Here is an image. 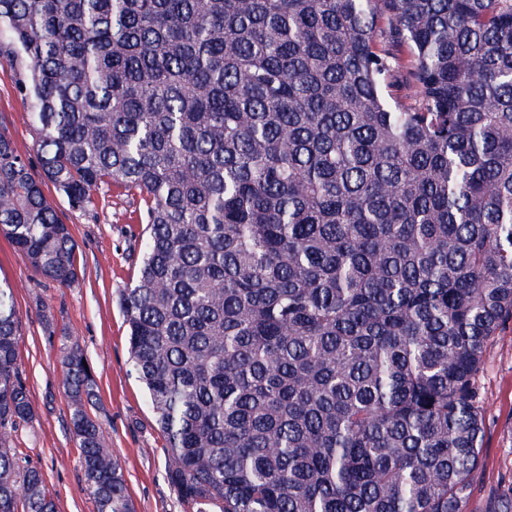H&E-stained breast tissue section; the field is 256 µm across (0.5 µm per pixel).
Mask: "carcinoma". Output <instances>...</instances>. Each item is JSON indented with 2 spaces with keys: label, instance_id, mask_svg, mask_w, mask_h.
I'll list each match as a JSON object with an SVG mask.
<instances>
[{
  "label": "carcinoma",
  "instance_id": "cac0c4a2",
  "mask_svg": "<svg viewBox=\"0 0 512 512\" xmlns=\"http://www.w3.org/2000/svg\"><path fill=\"white\" fill-rule=\"evenodd\" d=\"M41 173L0 124V234L78 280L73 208L147 236L130 367L196 512H463L512 320V0H0ZM0 279V512H56ZM62 366L96 512H134Z\"/></svg>",
  "mask_w": 512,
  "mask_h": 512
}]
</instances>
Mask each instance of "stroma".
I'll list each match as a JSON object with an SVG mask.
<instances>
[{"mask_svg":"<svg viewBox=\"0 0 512 512\" xmlns=\"http://www.w3.org/2000/svg\"><path fill=\"white\" fill-rule=\"evenodd\" d=\"M0 122L18 151L37 164L35 135L15 74L0 62ZM47 196L79 244L78 281L62 286L37 275L0 235V277L15 287L20 319L19 372L30 392L33 416L13 442L23 464L40 468L58 512H96L85 490L79 449L69 430L61 339L73 337L93 367L98 396L90 413L116 456L135 512H193L167 477L165 440L145 395L129 371L127 326L119 305L134 284L146 237L137 196L99 189L95 207L73 209L55 190ZM479 391L484 410L481 462L464 512H492L512 498V323L489 342Z\"/></svg>","mask_w":512,"mask_h":512,"instance_id":"obj_1","label":"stroma"}]
</instances>
